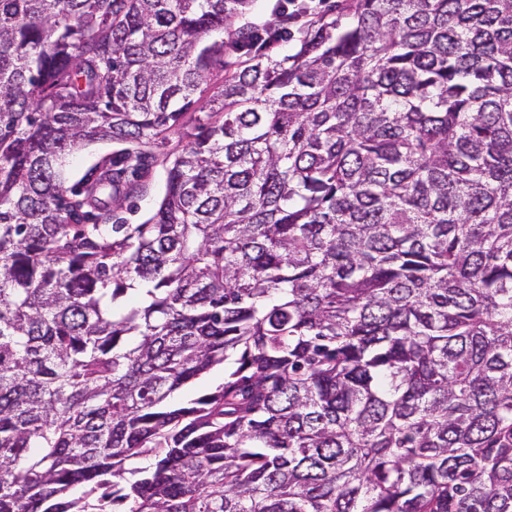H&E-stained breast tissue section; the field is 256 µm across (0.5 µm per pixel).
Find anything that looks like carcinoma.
I'll return each mask as SVG.
<instances>
[{"label":"carcinoma","mask_w":512,"mask_h":512,"mask_svg":"<svg viewBox=\"0 0 512 512\" xmlns=\"http://www.w3.org/2000/svg\"><path fill=\"white\" fill-rule=\"evenodd\" d=\"M249 2L0 0V512H512V0ZM251 5L247 8L246 11H243L242 14H239L231 19L229 22V26L227 29H224V63H230L235 60L245 61L249 59V56L245 54V51H233L230 48L231 38L229 36L230 31L239 30L240 28H247L250 26H257L269 23L273 20V23L269 26H273L282 22L284 24L296 23L300 21L302 18H305L309 15H312L311 7H303L299 10H294L293 12H288V8L278 7L279 4L288 5V1H280V0H251ZM320 7L317 9L316 14L309 17L311 20H316L317 16L321 12H327L332 9V12L338 10V5L342 3V0H325L320 1ZM276 10V11H275ZM275 11V17L273 13ZM329 12V13H332ZM268 27V28H269ZM308 23L301 27L299 25H291L289 28L288 26L289 31L287 37L272 47V54L276 56L292 54L299 47L300 41L304 38ZM171 142L166 148L153 149L155 158L150 160L143 170L141 178L127 195L121 197L112 207V224H142L159 205L165 187L166 163L163 153L185 144L179 134L170 136ZM124 147L125 145L113 142H95L79 151L73 152L67 158V184L72 185L103 157L120 151ZM224 379V367L215 368L210 373L196 380L192 385L179 392L181 399H190L215 389Z\"/></svg>","instance_id":"obj_1"}]
</instances>
